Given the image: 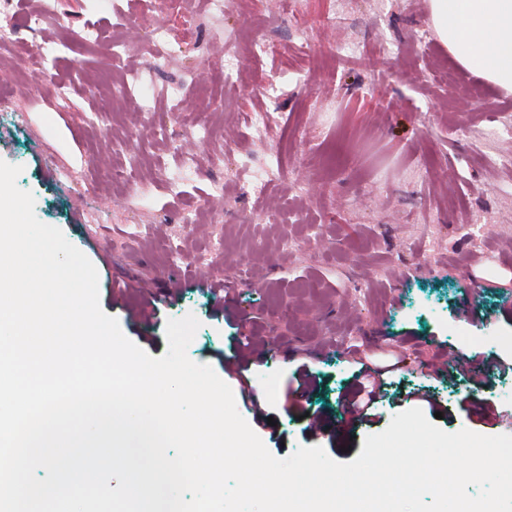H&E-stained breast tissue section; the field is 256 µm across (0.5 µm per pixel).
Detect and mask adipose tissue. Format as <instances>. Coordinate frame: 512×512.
<instances>
[{"instance_id": "1", "label": "adipose tissue", "mask_w": 512, "mask_h": 512, "mask_svg": "<svg viewBox=\"0 0 512 512\" xmlns=\"http://www.w3.org/2000/svg\"><path fill=\"white\" fill-rule=\"evenodd\" d=\"M434 32L467 71L512 91V0H429Z\"/></svg>"}]
</instances>
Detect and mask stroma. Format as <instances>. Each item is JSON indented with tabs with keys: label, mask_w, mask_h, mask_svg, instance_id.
I'll return each mask as SVG.
<instances>
[{
	"label": "stroma",
	"mask_w": 512,
	"mask_h": 512,
	"mask_svg": "<svg viewBox=\"0 0 512 512\" xmlns=\"http://www.w3.org/2000/svg\"><path fill=\"white\" fill-rule=\"evenodd\" d=\"M173 23L164 0H67L39 42L68 96L21 59L0 72V159L22 166L37 218L95 265L102 310L155 358L168 319L189 314L194 362L217 366L255 337L248 375L273 422L253 430L278 458L318 446L353 461L419 385L442 430L512 432L467 414L476 402L512 414V373L444 361H512V92L458 65L427 0H243L223 36L200 26L188 40ZM160 27L164 59L149 50ZM345 40L362 59L337 58ZM255 112L273 118L260 137ZM199 120L205 131L182 135ZM256 171L261 194L247 187ZM147 293L162 313L134 324ZM355 349L401 356L383 420L305 432L289 377L307 363L319 383L306 412L344 420Z\"/></svg>",
	"instance_id": "1"
}]
</instances>
